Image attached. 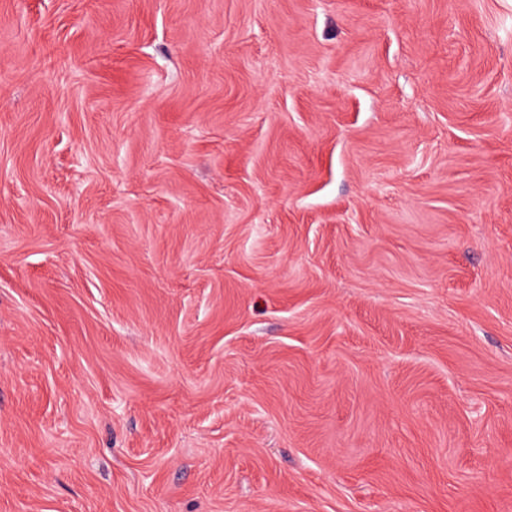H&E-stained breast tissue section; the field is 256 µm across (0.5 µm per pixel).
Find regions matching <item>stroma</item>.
<instances>
[{
    "label": "stroma",
    "instance_id": "stroma-1",
    "mask_svg": "<svg viewBox=\"0 0 512 512\" xmlns=\"http://www.w3.org/2000/svg\"><path fill=\"white\" fill-rule=\"evenodd\" d=\"M0 512H512V0H0Z\"/></svg>",
    "mask_w": 512,
    "mask_h": 512
}]
</instances>
